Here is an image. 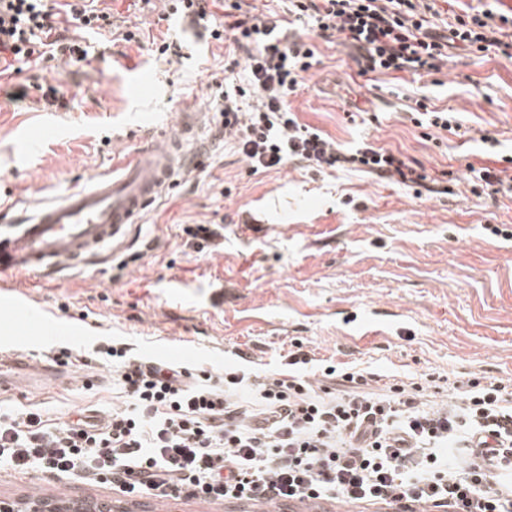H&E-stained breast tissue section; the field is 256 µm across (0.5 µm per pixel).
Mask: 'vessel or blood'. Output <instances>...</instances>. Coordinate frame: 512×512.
<instances>
[{
  "mask_svg": "<svg viewBox=\"0 0 512 512\" xmlns=\"http://www.w3.org/2000/svg\"><path fill=\"white\" fill-rule=\"evenodd\" d=\"M202 117L182 113L177 130L164 144L129 153L118 169L92 177L89 184L62 198L37 206L15 223L0 226V274L60 271L107 261L119 251L129 226L138 223L172 184L175 175L194 159ZM61 512H99L100 497L74 496L60 490ZM259 512H328L321 502L262 503Z\"/></svg>",
  "mask_w": 512,
  "mask_h": 512,
  "instance_id": "vessel-or-blood-1",
  "label": "vessel or blood"
}]
</instances>
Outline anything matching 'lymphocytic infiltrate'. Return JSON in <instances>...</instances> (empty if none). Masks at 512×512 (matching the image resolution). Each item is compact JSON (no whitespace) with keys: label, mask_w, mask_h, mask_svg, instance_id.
<instances>
[{"label":"lymphocytic infiltrate","mask_w":512,"mask_h":512,"mask_svg":"<svg viewBox=\"0 0 512 512\" xmlns=\"http://www.w3.org/2000/svg\"><path fill=\"white\" fill-rule=\"evenodd\" d=\"M48 0H0V62L65 64L89 59L85 45L58 35ZM243 0H172L170 9L244 55L247 81L211 103L224 135L249 171L293 162L342 168L425 186L416 161L364 142L345 150L299 123L288 98L317 63L308 37L285 35L311 23L356 51L359 76L439 72L448 47L512 58L511 22L493 10L457 16L448 35L430 31L418 0H287L282 16L246 14ZM229 22L213 27L216 7ZM129 405L104 427L80 419L44 429L38 414L0 412V466L62 478L78 471L136 500H319L392 507L404 500L430 512H512V385L486 376L454 382L451 402L429 406L425 388L390 386L378 373L338 372L336 387L314 389L308 352L288 353L293 372L276 377L228 366L222 374L146 363L107 346Z\"/></svg>","instance_id":"lymphocytic-infiltrate-1"}]
</instances>
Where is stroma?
Here are the masks:
<instances>
[{
	"instance_id": "stroma-1",
	"label": "stroma",
	"mask_w": 512,
	"mask_h": 512,
	"mask_svg": "<svg viewBox=\"0 0 512 512\" xmlns=\"http://www.w3.org/2000/svg\"><path fill=\"white\" fill-rule=\"evenodd\" d=\"M115 31L55 25L82 38L89 63H14L0 76V225L111 173L124 155L174 130L187 109L203 113V159L176 177L108 263L42 279L8 275L0 300V357L71 362L57 382L20 378L0 394L14 416L39 413L50 428L75 412L98 420L126 406L109 343L155 362L221 371L242 363L284 373L292 342L319 368L368 367L388 382L484 371L512 379V196L473 188L470 167L512 159V59L450 50L440 71L366 80L345 46L313 37L320 59L289 102L300 123L344 147L361 141L420 162L436 190H412L363 173L295 162L249 173L209 109L221 94L227 43L169 14L100 0ZM138 25V41L119 24ZM168 39L175 54L154 43ZM155 88L136 89L141 70ZM25 88L26 98L13 92ZM56 91L61 106L44 96ZM460 112L469 134L415 125L416 100ZM495 148H488V140Z\"/></svg>"
}]
</instances>
